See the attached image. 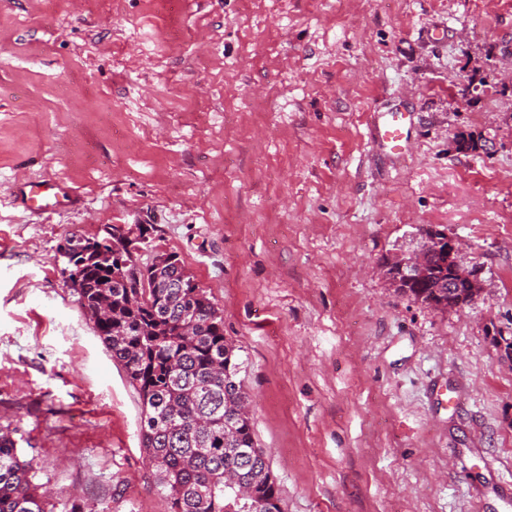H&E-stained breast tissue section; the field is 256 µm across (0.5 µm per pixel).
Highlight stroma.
Returning a JSON list of instances; mask_svg holds the SVG:
<instances>
[{
  "label": "stroma",
  "mask_w": 512,
  "mask_h": 512,
  "mask_svg": "<svg viewBox=\"0 0 512 512\" xmlns=\"http://www.w3.org/2000/svg\"><path fill=\"white\" fill-rule=\"evenodd\" d=\"M505 63L512 0H0V425L38 481L169 512L58 253L147 224L141 262L177 255L240 349L283 512H512ZM378 103L414 111L406 158ZM42 179L64 208L23 209ZM431 227L480 269L462 309L380 272ZM373 140L390 157L401 158L411 151V112L406 106L380 107L372 111Z\"/></svg>",
  "instance_id": "1"
}]
</instances>
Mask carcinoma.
<instances>
[{"instance_id":"carcinoma-1","label":"carcinoma","mask_w":512,"mask_h":512,"mask_svg":"<svg viewBox=\"0 0 512 512\" xmlns=\"http://www.w3.org/2000/svg\"><path fill=\"white\" fill-rule=\"evenodd\" d=\"M64 243L84 316L125 370L142 409V446L170 512H282L266 452L255 440L239 347L180 262L119 267L121 255ZM401 292L448 307V274L431 255L428 279ZM18 430L0 426V512H95L82 497L53 501L22 459ZM247 494H240L239 485Z\"/></svg>"}]
</instances>
